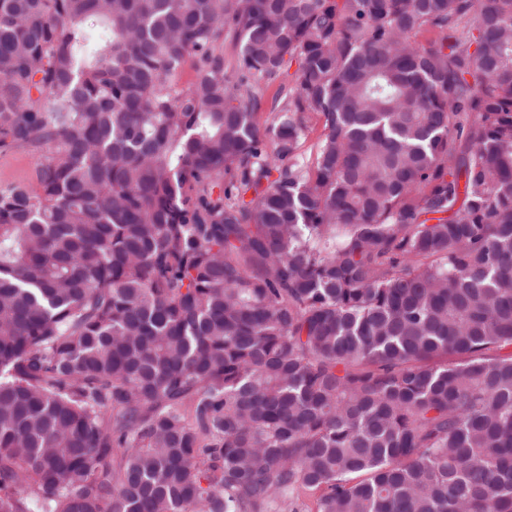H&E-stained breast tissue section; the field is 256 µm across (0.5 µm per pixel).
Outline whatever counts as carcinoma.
Masks as SVG:
<instances>
[{"label": "carcinoma", "instance_id": "obj_1", "mask_svg": "<svg viewBox=\"0 0 512 512\" xmlns=\"http://www.w3.org/2000/svg\"><path fill=\"white\" fill-rule=\"evenodd\" d=\"M14 149L0 512H512V0H0ZM37 157L22 150L0 152V185L35 178Z\"/></svg>", "mask_w": 512, "mask_h": 512}]
</instances>
